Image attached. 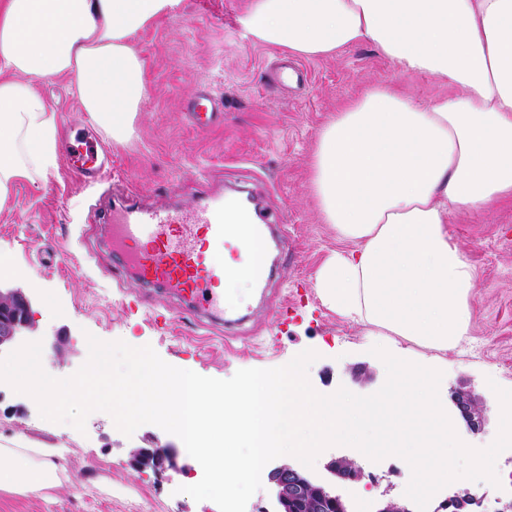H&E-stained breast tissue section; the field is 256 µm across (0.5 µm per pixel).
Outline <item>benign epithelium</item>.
Returning <instances> with one entry per match:
<instances>
[{
  "instance_id": "1",
  "label": "benign epithelium",
  "mask_w": 512,
  "mask_h": 512,
  "mask_svg": "<svg viewBox=\"0 0 512 512\" xmlns=\"http://www.w3.org/2000/svg\"><path fill=\"white\" fill-rule=\"evenodd\" d=\"M35 329L32 297L20 289L0 287V353L11 348L20 338ZM457 408L470 430H476L480 410L473 400L462 393L454 396ZM137 464L151 467L155 474L177 469L175 453L169 447L139 448L134 452ZM326 470L331 481L316 478L297 466L279 464L268 473L273 485L271 508L264 512H353L350 501L336 492V482L355 483L362 479L363 469L359 463L347 456L330 459ZM475 496L469 491H460L443 500L436 512H462ZM374 512H415L407 499L379 500Z\"/></svg>"
}]
</instances>
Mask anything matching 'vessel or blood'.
Segmentation results:
<instances>
[{"label": "vessel or blood", "mask_w": 512, "mask_h": 512, "mask_svg": "<svg viewBox=\"0 0 512 512\" xmlns=\"http://www.w3.org/2000/svg\"><path fill=\"white\" fill-rule=\"evenodd\" d=\"M223 103L207 89L189 101L192 123L209 130L221 116ZM75 177L85 184L108 180L112 157L106 148L83 141L74 147ZM235 201L213 200L189 210L129 202L108 208L100 222L113 256L139 282L156 285L178 295L190 311L232 326L244 319L236 302L221 284L231 269H239L255 283L273 273L266 247L272 232L268 224H237ZM259 243L260 251L244 252L240 245Z\"/></svg>", "instance_id": "1"}]
</instances>
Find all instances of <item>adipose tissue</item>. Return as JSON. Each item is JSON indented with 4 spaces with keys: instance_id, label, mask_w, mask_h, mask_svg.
<instances>
[{
    "instance_id": "obj_1",
    "label": "adipose tissue",
    "mask_w": 512,
    "mask_h": 512,
    "mask_svg": "<svg viewBox=\"0 0 512 512\" xmlns=\"http://www.w3.org/2000/svg\"><path fill=\"white\" fill-rule=\"evenodd\" d=\"M182 0H5L0 5V206L16 180L58 167L59 126L38 93L63 78L108 137H130L148 96L132 37L175 16ZM242 39L304 57L368 44L400 71L453 88L418 102L376 87L320 131L312 184L320 212L344 241L315 288L337 314L444 353L467 338L478 271L452 240V214L512 199V0H251ZM389 385L359 401L310 392L302 369L258 377L225 398L174 371L151 392L140 363L128 382L142 414L165 406L175 425L196 417L188 453L224 439L201 497H225L262 475L265 454L287 457L331 441L362 440L406 459L425 487L449 472L460 443L424 360L387 361ZM52 449L0 445V491L62 486Z\"/></svg>"
}]
</instances>
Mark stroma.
<instances>
[{
	"instance_id": "1",
	"label": "stroma",
	"mask_w": 512,
	"mask_h": 512,
	"mask_svg": "<svg viewBox=\"0 0 512 512\" xmlns=\"http://www.w3.org/2000/svg\"><path fill=\"white\" fill-rule=\"evenodd\" d=\"M250 2L211 0L200 13L194 0H182L175 18L137 33L133 44L144 62L149 97L128 141L105 140L67 81L51 79L37 90L57 114L61 140L76 132L104 140L112 154L111 179L124 184L128 197L183 209L233 192L253 196L269 223L285 219L277 274L245 300L251 318L234 339L224 340L222 325L202 326L179 300L123 279L93 231L98 191L82 189L69 157L60 154L56 174L45 181L17 180L0 206V254L10 256L18 272L0 278V286L33 297L30 338L41 341L43 368L51 376L74 374L88 358L92 335L151 346L168 364L217 379L244 368L281 367L311 349L318 357L308 380L318 393L344 387L365 396L384 384L386 369L371 354L374 341L365 327L327 309L313 288L319 268L339 246L335 229L319 213L313 158L322 128L344 102L369 88L390 86L417 101L450 90L432 77L399 71L367 44L335 58H308L312 77L301 93L270 88L268 69L283 51L241 39L237 18ZM203 88L224 103L223 122L205 132L186 112L187 101ZM448 229L480 272L471 300L472 349L449 351L436 363L448 422L465 446L420 512H434L460 488L478 499L465 512H501L512 501V438L501 429L489 391L512 393V201L455 214ZM49 298L57 307L47 314ZM283 308L284 319L278 315ZM458 391L479 406L478 430L468 428L454 404ZM13 443L64 449L70 482L48 499L0 492V512H261L272 493L264 479L229 499L199 497L193 487L209 482L213 468L187 453L178 437L151 424L125 436L104 412L90 414L80 432L41 418L34 400L0 382V444ZM156 445L172 448L177 459L176 469L161 476L132 461L135 449ZM339 455L354 456L365 472L361 481L343 487L354 501L369 505L407 496L412 473L391 454L368 456L352 444H330L292 461L321 475Z\"/></svg>"
}]
</instances>
